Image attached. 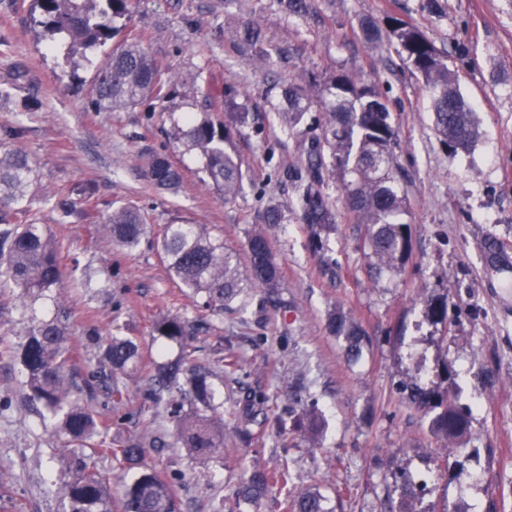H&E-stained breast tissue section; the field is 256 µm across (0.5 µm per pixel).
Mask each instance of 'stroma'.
I'll use <instances>...</instances> for the list:
<instances>
[{
	"label": "stroma",
	"mask_w": 512,
	"mask_h": 512,
	"mask_svg": "<svg viewBox=\"0 0 512 512\" xmlns=\"http://www.w3.org/2000/svg\"><path fill=\"white\" fill-rule=\"evenodd\" d=\"M304 18L286 15L277 0H134L125 30L143 38L156 61L178 81L165 101L120 112H98L92 89L104 49L89 59L62 56L38 42L30 0H0V132L21 126L15 144L37 165L32 203L37 223L92 265L90 287L70 290L68 345L83 339L86 317L102 338L136 340L155 357L154 325L162 317L198 315L195 297L180 288L153 236L179 219L224 237L244 252L249 233L267 228L283 286L279 304L262 318L234 311L210 317L195 344L210 359L231 345L245 358V381L269 398L284 424L295 399L315 403L322 435L287 440L266 433L250 447L233 437V381H215L224 403V447L248 467L289 461L297 488L319 485L334 512H512V297L499 303L488 283L512 276V0H310ZM394 15L419 27L447 55L459 87L474 106L480 136L449 156L436 134L429 95L389 41L366 44L358 23ZM246 24L261 27L287 58L275 74L260 67L237 40ZM337 70L375 85L392 110L400 163L408 169L411 250L395 272L371 278L368 260L337 184L325 192L336 227L314 231L288 210L265 227L268 205L294 196L289 177L305 156L295 133L270 114L272 82L298 81ZM230 85L251 114L234 140L249 178L227 202L201 182L200 165L173 141V126L200 111L208 85ZM40 106L25 111V100ZM166 156L183 175L177 192L155 190L142 171L148 157ZM65 192L90 216L62 224L48 203ZM133 204L151 231L138 250H113L102 234L107 209ZM447 300L448 319L431 321L426 305ZM350 313L367 344L348 363L325 331L327 314ZM50 306L0 302V348L18 341L31 315ZM417 379L441 395L472 406L474 419L459 451H446L430 418L407 408L398 388ZM128 397L108 401L103 385L84 386L90 408L110 416L112 440L149 447L147 464L171 478L180 512L233 507L234 478L223 464L192 456L175 443L174 425L140 394L136 375L120 378ZM110 471L120 495L136 469L65 446L53 421L27 399L19 360L0 351V512H62L61 468L73 457Z\"/></svg>",
	"instance_id": "obj_1"
}]
</instances>
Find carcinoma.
Segmentation results:
<instances>
[{
	"mask_svg": "<svg viewBox=\"0 0 512 512\" xmlns=\"http://www.w3.org/2000/svg\"><path fill=\"white\" fill-rule=\"evenodd\" d=\"M290 16L302 17L309 10L308 0H279ZM131 13V0H31L34 26L40 38L64 51L71 59L78 53L93 52L107 42L112 50L107 63L99 69L94 85V103L101 112H120L147 99L162 101L172 77L161 70L143 42L120 36L118 20ZM362 37L371 43L382 35L405 58L413 73L429 92L433 125L454 157L477 141L475 109L464 98L458 77L426 34L413 24L388 16L384 24L364 20ZM241 40L249 46L267 69L282 60L281 51L267 47L264 31L246 25ZM320 89L323 120L319 135L307 147L304 171L294 175L296 194L293 206L302 221L312 227L330 229L336 224V209L324 192L329 182L339 180L342 194L355 223L362 227L361 248L368 259L369 272L379 277L394 272L409 254L410 230L404 221L407 210L408 175L398 161L400 148L392 122L389 103L369 84L336 71L322 80L309 75L305 82L276 84L271 111L292 132L299 130L310 111V92ZM224 100L225 122H214L203 111L174 123L173 139L202 163L205 183L221 193L224 201L236 199L244 188L243 163L233 146L232 127L247 123L249 113L236 102V92L224 87V93L207 96L208 105ZM147 177L164 191L178 189L182 175L169 160L151 156L146 163ZM36 170L24 152L0 142V299L8 295L35 302L50 298L56 314L30 319L13 348L26 374L29 399L56 419V431L68 441L88 447L105 457L121 458L141 466L126 486L118 503L112 501V477L87 465L69 463V479L63 486V512H177L173 484L153 468L142 464L146 444L128 439L112 447L107 439L111 424L83 402L82 387L76 381V363L64 348L69 309L62 301L67 281L79 276L84 281L91 264L80 265L78 257L70 265L62 262V244L32 214V193ZM46 203L56 211L62 224L71 223L76 203L60 194ZM102 225L115 247L124 253L137 250L146 234L139 210L121 205L102 216ZM170 275L181 287L202 300L211 311L231 309V304L248 290L259 289V306L279 297L280 270L268 237L261 231L248 236L246 263L240 267L237 256L224 247V240L211 235L201 224L180 222L164 226L159 241ZM328 335L336 338L347 360L358 362L363 356L366 336L347 314L333 311L325 324ZM207 329L203 319L182 315L164 317L154 325L158 338L182 347L174 360L143 361L137 343L128 338L104 340L90 325L84 331L94 346V356L86 365L90 381L105 384L108 397L120 402L123 392L114 376L135 371L146 382L141 390L146 400L165 402L176 428L181 447L198 457L224 460V421L215 417L216 392L210 382L207 363L195 361L194 336ZM224 374L238 380L244 359L232 347L218 358ZM402 401L419 413L432 415V427L446 442L458 443L466 436L472 409L446 402L433 389L417 382L402 387ZM268 399L262 392L247 390L237 401L239 423L235 435L244 445L257 440L270 429L285 434L281 422L264 412ZM298 420L311 434L322 428L314 404L300 407ZM276 502L278 512H331L327 498L318 489L295 490L293 473L284 462L274 469L252 467L239 475L234 500L240 507L255 505L268 498Z\"/></svg>",
	"mask_w": 512,
	"mask_h": 512,
	"instance_id": "obj_1",
	"label": "carcinoma"
}]
</instances>
